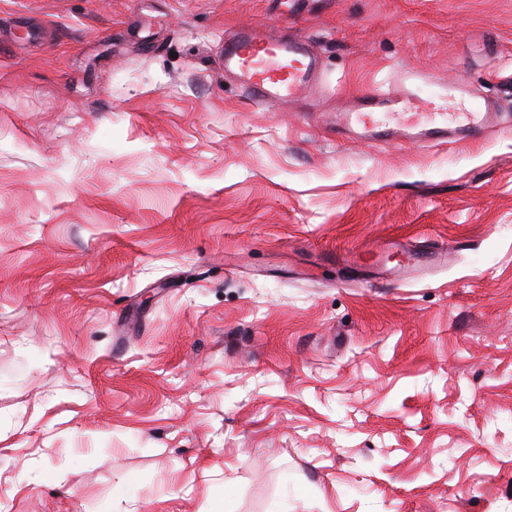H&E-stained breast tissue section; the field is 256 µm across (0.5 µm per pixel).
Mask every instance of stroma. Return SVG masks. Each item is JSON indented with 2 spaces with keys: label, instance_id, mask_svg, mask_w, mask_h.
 <instances>
[{
  "label": "stroma",
  "instance_id": "stroma-1",
  "mask_svg": "<svg viewBox=\"0 0 512 512\" xmlns=\"http://www.w3.org/2000/svg\"><path fill=\"white\" fill-rule=\"evenodd\" d=\"M416 72L497 126H328ZM0 512H512V0H0ZM224 70L239 77L257 104L295 98L322 78L319 55L310 43L263 27L240 29L224 44Z\"/></svg>",
  "mask_w": 512,
  "mask_h": 512
}]
</instances>
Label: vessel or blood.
I'll return each instance as SVG.
<instances>
[{
    "instance_id": "b4317fda",
    "label": "vessel or blood",
    "mask_w": 512,
    "mask_h": 512,
    "mask_svg": "<svg viewBox=\"0 0 512 512\" xmlns=\"http://www.w3.org/2000/svg\"><path fill=\"white\" fill-rule=\"evenodd\" d=\"M224 68L235 73L249 100L265 104L295 98L321 81L320 58L302 38L261 27L244 28L224 45ZM419 75L416 86L375 87L336 116V131L364 140L453 144L479 139L494 126L492 112H428Z\"/></svg>"
}]
</instances>
